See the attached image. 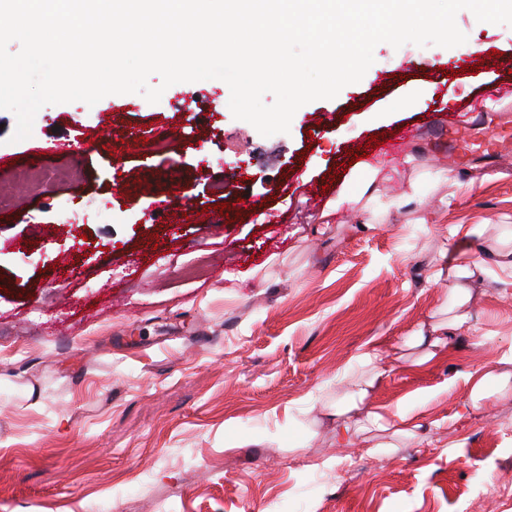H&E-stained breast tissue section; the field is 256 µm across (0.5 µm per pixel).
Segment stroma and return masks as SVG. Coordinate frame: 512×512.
<instances>
[{
  "label": "stroma",
  "mask_w": 512,
  "mask_h": 512,
  "mask_svg": "<svg viewBox=\"0 0 512 512\" xmlns=\"http://www.w3.org/2000/svg\"><path fill=\"white\" fill-rule=\"evenodd\" d=\"M456 24L467 40L453 48L378 44L360 82L269 137L233 117L219 79L174 84L154 104L112 96L108 125L81 101L47 105L17 143L0 110V155L15 159L0 171V512H512V391L475 404L466 381L512 358V273L486 264L470 329L431 361L413 365L404 345L446 316L436 268L479 260L512 226V124L457 173L424 128L432 110L463 129L492 111L489 53H512V26L467 9ZM445 68L453 104L434 80ZM186 93L206 126L190 122ZM161 121L183 136L159 156L147 132ZM407 126L419 133L398 162L355 156ZM367 162L381 168L367 189L395 202L387 214L338 200L364 189L354 175ZM38 170L64 178L46 192ZM137 173L159 194L190 193L206 223H160ZM234 192L257 207L227 223ZM373 351L388 373L351 420L400 410L421 426L377 455L381 432L343 446L331 416Z\"/></svg>",
  "instance_id": "1"
}]
</instances>
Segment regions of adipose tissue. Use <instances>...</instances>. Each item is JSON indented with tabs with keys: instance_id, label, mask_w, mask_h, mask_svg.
<instances>
[{
	"instance_id": "ef3b65f1",
	"label": "adipose tissue",
	"mask_w": 512,
	"mask_h": 512,
	"mask_svg": "<svg viewBox=\"0 0 512 512\" xmlns=\"http://www.w3.org/2000/svg\"><path fill=\"white\" fill-rule=\"evenodd\" d=\"M479 262H467L449 269L447 277L450 281L448 290L450 307L453 315L448 320L431 324L430 328H418L408 337L406 344L411 348L422 349V361H429L438 348L446 346L453 333L468 327L471 315L467 306L472 299L470 284L475 279L477 271L482 270Z\"/></svg>"
}]
</instances>
